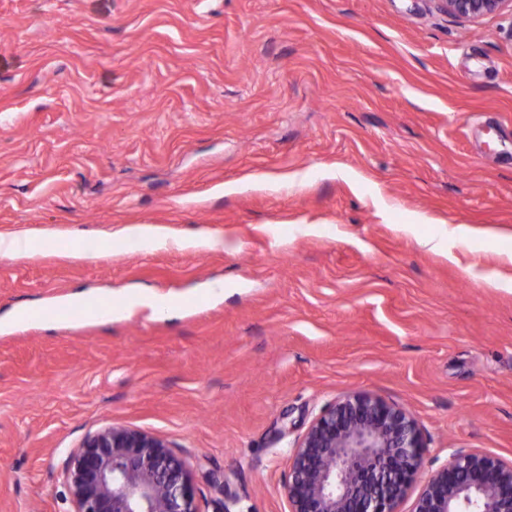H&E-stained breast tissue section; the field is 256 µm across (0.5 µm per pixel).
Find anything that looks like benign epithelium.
Returning <instances> with one entry per match:
<instances>
[{
    "instance_id": "1",
    "label": "benign epithelium",
    "mask_w": 512,
    "mask_h": 512,
    "mask_svg": "<svg viewBox=\"0 0 512 512\" xmlns=\"http://www.w3.org/2000/svg\"><path fill=\"white\" fill-rule=\"evenodd\" d=\"M477 21L512 13V0H433ZM426 444L413 416L370 392L344 395L294 444L284 484L288 512H398L423 466ZM65 482L72 512H200L193 477L169 442L110 424L71 452ZM411 512H512V463L456 450L433 471Z\"/></svg>"
}]
</instances>
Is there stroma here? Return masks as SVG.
<instances>
[{
    "label": "stroma",
    "mask_w": 512,
    "mask_h": 512,
    "mask_svg": "<svg viewBox=\"0 0 512 512\" xmlns=\"http://www.w3.org/2000/svg\"><path fill=\"white\" fill-rule=\"evenodd\" d=\"M31 228L40 257L0 254V512H72L68 456L113 422L171 443L201 512H287L295 441L357 391L421 428L399 512L455 450L512 461L510 14L0 0V237ZM123 245L130 248L164 247L168 236L163 229L153 224H135L122 232Z\"/></svg>",
    "instance_id": "1"
}]
</instances>
